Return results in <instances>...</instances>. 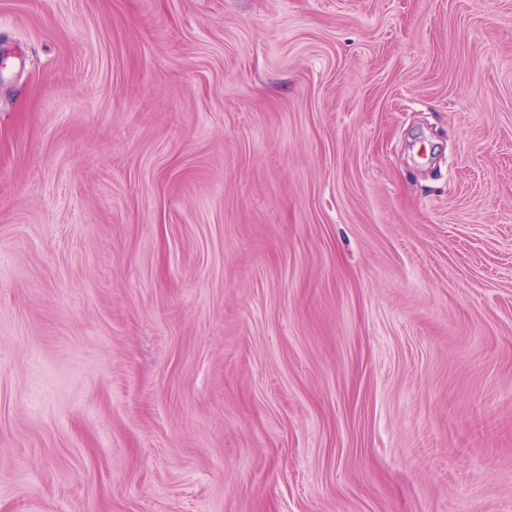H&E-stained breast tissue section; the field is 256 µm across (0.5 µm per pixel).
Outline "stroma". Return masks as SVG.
I'll use <instances>...</instances> for the list:
<instances>
[{"label":"stroma","instance_id":"stroma-1","mask_svg":"<svg viewBox=\"0 0 512 512\" xmlns=\"http://www.w3.org/2000/svg\"><path fill=\"white\" fill-rule=\"evenodd\" d=\"M0 512H512V0H0Z\"/></svg>","mask_w":512,"mask_h":512}]
</instances>
